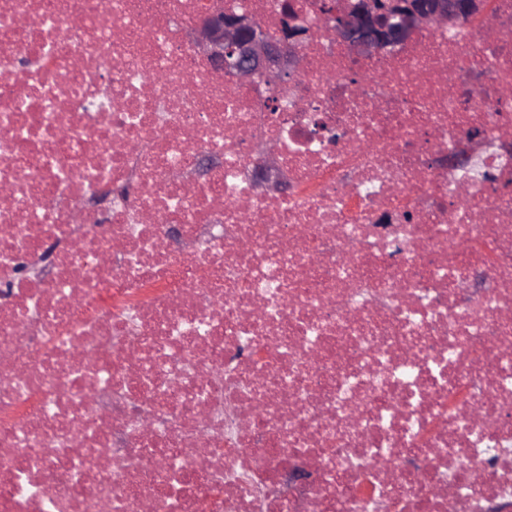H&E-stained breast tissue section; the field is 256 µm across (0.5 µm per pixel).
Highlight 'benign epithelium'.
Wrapping results in <instances>:
<instances>
[{
	"instance_id": "benign-epithelium-1",
	"label": "benign epithelium",
	"mask_w": 512,
	"mask_h": 512,
	"mask_svg": "<svg viewBox=\"0 0 512 512\" xmlns=\"http://www.w3.org/2000/svg\"><path fill=\"white\" fill-rule=\"evenodd\" d=\"M487 0H325L321 14L326 32L364 53H378L406 41L416 31L454 28L481 15ZM308 33L294 25L291 18L274 36L249 14L230 16L221 9L211 12L195 26L190 35L193 50L205 56L217 73L231 74L237 80L275 76L292 80L299 72L298 52ZM486 135L470 133L467 147L437 158L445 168L464 167L483 147ZM263 171L268 187L280 194L288 181L276 178L278 161L274 154L264 157Z\"/></svg>"
}]
</instances>
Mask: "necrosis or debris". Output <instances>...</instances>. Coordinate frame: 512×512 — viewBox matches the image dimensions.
<instances>
[{
	"label": "necrosis or debris",
	"instance_id": "1",
	"mask_svg": "<svg viewBox=\"0 0 512 512\" xmlns=\"http://www.w3.org/2000/svg\"><path fill=\"white\" fill-rule=\"evenodd\" d=\"M282 4L0 0V512L512 504V155L434 163L512 134V0L375 55L294 0L286 83L190 45ZM486 142V135L484 132L474 133L471 132L468 136L467 147L451 153L449 155H441L437 158L436 163L440 167L445 168H458L465 167L469 164L473 154L483 147Z\"/></svg>",
	"mask_w": 512,
	"mask_h": 512
}]
</instances>
